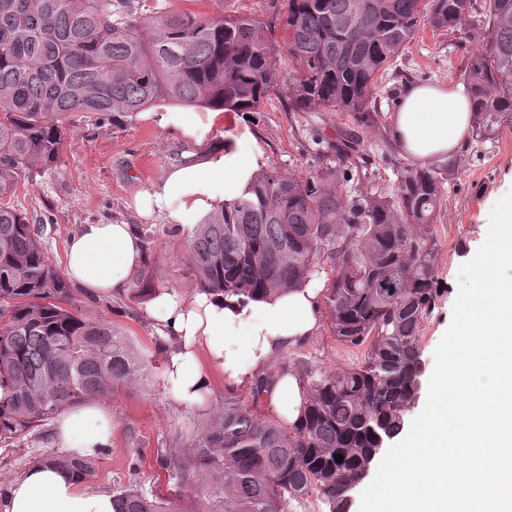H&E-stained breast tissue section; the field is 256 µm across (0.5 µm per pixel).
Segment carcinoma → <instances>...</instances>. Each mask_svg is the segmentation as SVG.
I'll return each mask as SVG.
<instances>
[{
    "label": "carcinoma",
    "instance_id": "carcinoma-1",
    "mask_svg": "<svg viewBox=\"0 0 512 512\" xmlns=\"http://www.w3.org/2000/svg\"><path fill=\"white\" fill-rule=\"evenodd\" d=\"M280 25L288 71L271 34ZM465 30L460 76L473 135L512 126V0H285L266 19L176 12L168 0H0V201L26 174L57 164L72 112H143L162 104L256 112L284 88L292 112H345L377 127L379 74L416 33ZM355 140L306 174L255 172L188 239L187 268L203 290L256 297L302 288L330 271L323 296L336 340L363 360L328 370L296 364L302 419L284 425L263 395L287 365L252 387V404L224 399L175 459L208 488L205 512H293L315 495L347 512L379 439L404 429L420 394L422 324L440 293L432 225L454 153L400 172L395 192L357 193ZM154 283L135 276L131 295ZM148 377L147 362L100 317L72 304L29 218L0 206V443L57 414ZM343 456L338 463L335 455ZM42 461L88 480L95 460L48 452ZM115 512H174L124 490Z\"/></svg>",
    "mask_w": 512,
    "mask_h": 512
}]
</instances>
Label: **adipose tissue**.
Masks as SVG:
<instances>
[{
    "mask_svg": "<svg viewBox=\"0 0 512 512\" xmlns=\"http://www.w3.org/2000/svg\"><path fill=\"white\" fill-rule=\"evenodd\" d=\"M470 127L471 103L462 88L420 83L403 89L391 133L408 155L425 164L457 151ZM251 173L242 150L216 151L138 193L135 210L141 218L158 213L172 226L188 229L216 204L239 196ZM144 259L133 225L84 224L66 244L64 274L88 293L113 296L123 292ZM319 292L314 283L253 299L157 290L146 313L168 332L165 373L179 400L200 401L214 370L236 385L254 383L284 350L316 332ZM265 397L287 422L300 420L303 388L293 372L281 373ZM111 437L112 414L95 402L69 411L55 434L59 447L80 456L93 455ZM0 512H114L113 496L87 488L65 470L37 464L0 496Z\"/></svg>",
    "mask_w": 512,
    "mask_h": 512,
    "instance_id": "ef3b65f1",
    "label": "adipose tissue"
}]
</instances>
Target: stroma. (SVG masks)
I'll use <instances>...</instances> for the list:
<instances>
[{"label":"stroma","instance_id":"stroma-1","mask_svg":"<svg viewBox=\"0 0 512 512\" xmlns=\"http://www.w3.org/2000/svg\"><path fill=\"white\" fill-rule=\"evenodd\" d=\"M174 8L201 16L225 9L259 18L272 12L271 0H172ZM459 34H442L425 28L381 76L376 92L378 126L355 127L344 112H292L281 90L270 91L258 112L223 113L219 122L199 110L194 137L168 120V107L119 114L100 122L85 112L72 113L69 130L56 166L22 181L10 204L41 228V243L49 261L62 267L65 242L82 224L112 221L133 225L144 234L152 252L147 260L155 286L191 296L198 285L187 269L184 230L174 229L164 217L145 221L131 204L134 196L150 189L190 154L244 147L254 167L284 173L306 174L330 160V145L353 133L359 151L371 163L365 176L354 182L362 193L393 192L398 164L408 163L406 153L385 157L384 139L390 138L398 98L406 84L461 82L463 64ZM457 179L446 186L443 205L433 224L437 242L436 277L441 293L423 323L421 348L425 371H432L435 349L447 329L457 294L460 266L483 243L494 204L512 191V128L503 127L491 141L468 139ZM71 296L85 313L111 322L122 332L150 368L148 380L115 389L105 404L112 412V441L95 456V472L88 485L117 494L129 488L171 503L176 512H202L203 496L192 480L166 465L174 447L186 441L225 398L252 399L246 385L228 384L212 373L211 385L196 405L179 401L165 375L164 339L147 317L146 304L129 292L103 297L72 288ZM281 361L303 360L333 370L362 359L361 349L338 342L320 319L314 336L288 348ZM54 422L29 433L20 442L0 445V496L10 483L46 453L55 451Z\"/></svg>","mask_w":512,"mask_h":512}]
</instances>
